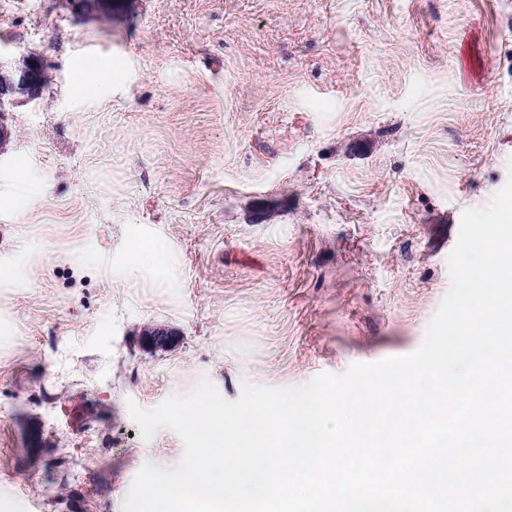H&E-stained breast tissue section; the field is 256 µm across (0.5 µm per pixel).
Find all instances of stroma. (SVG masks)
Returning <instances> with one entry per match:
<instances>
[{
	"mask_svg": "<svg viewBox=\"0 0 512 512\" xmlns=\"http://www.w3.org/2000/svg\"><path fill=\"white\" fill-rule=\"evenodd\" d=\"M30 53L48 83L0 141V512H122L175 467L128 400L415 351L463 212L512 175V0H0V62ZM78 82L87 92L98 93L112 83V68L106 61H96L78 74Z\"/></svg>",
	"mask_w": 512,
	"mask_h": 512,
	"instance_id": "obj_1",
	"label": "stroma"
}]
</instances>
